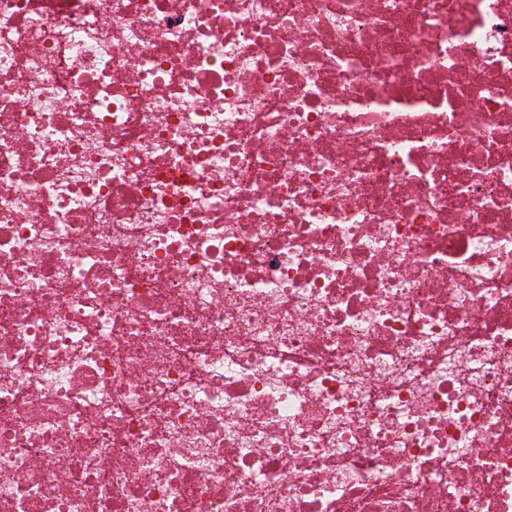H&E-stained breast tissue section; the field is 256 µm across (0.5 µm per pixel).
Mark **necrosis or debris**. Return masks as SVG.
<instances>
[{"label": "necrosis or debris", "mask_w": 512, "mask_h": 512, "mask_svg": "<svg viewBox=\"0 0 512 512\" xmlns=\"http://www.w3.org/2000/svg\"><path fill=\"white\" fill-rule=\"evenodd\" d=\"M0 512H512V0H0Z\"/></svg>", "instance_id": "4bbe7bcc"}]
</instances>
